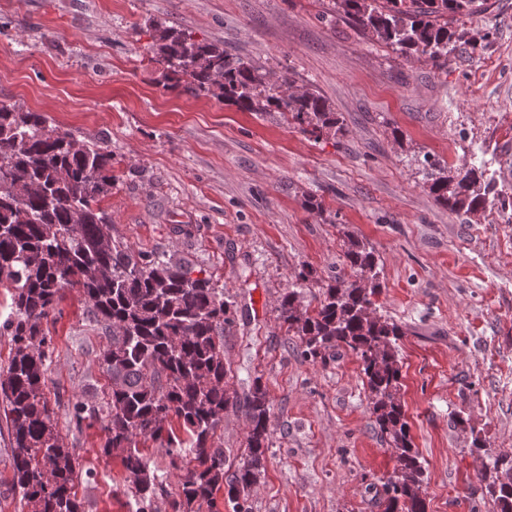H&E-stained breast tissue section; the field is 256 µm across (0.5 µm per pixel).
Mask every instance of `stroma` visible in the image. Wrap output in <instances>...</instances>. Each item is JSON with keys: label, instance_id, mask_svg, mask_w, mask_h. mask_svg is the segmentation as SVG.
Wrapping results in <instances>:
<instances>
[{"label": "stroma", "instance_id": "1", "mask_svg": "<svg viewBox=\"0 0 512 512\" xmlns=\"http://www.w3.org/2000/svg\"><path fill=\"white\" fill-rule=\"evenodd\" d=\"M467 20L475 48L438 67L367 39L333 0H0V103L40 112L112 154L102 207L112 236L211 275L236 323L224 338L236 390L261 377L271 404L264 474L251 512H382L396 469L380 437L359 361L348 350L304 359L276 307L301 266L319 291L347 274L355 237L378 258V313L406 330L401 402L426 468L427 512H497L475 452L512 456V223L435 201L409 160L483 167L512 188V0ZM161 22L325 97L345 134H304L286 114L243 112L159 83L150 63ZM42 327L52 352L46 394L85 512H133L119 454L101 423L111 382L102 334L79 289ZM244 408L225 411L215 443L234 470L246 448ZM138 447L166 475L158 512H175L166 448Z\"/></svg>", "mask_w": 512, "mask_h": 512}]
</instances>
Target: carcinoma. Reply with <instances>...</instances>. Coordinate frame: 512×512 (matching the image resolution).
Instances as JSON below:
<instances>
[{"label":"carcinoma","mask_w":512,"mask_h":512,"mask_svg":"<svg viewBox=\"0 0 512 512\" xmlns=\"http://www.w3.org/2000/svg\"><path fill=\"white\" fill-rule=\"evenodd\" d=\"M476 2L335 0L376 41L444 63L463 39L453 24L478 13ZM151 53L165 87L210 95L248 112H286L316 138L343 132L322 95L288 92L293 81L285 75L275 86L259 66L227 55L217 44L157 24ZM420 165L439 203L469 214L487 205L491 188L478 168L451 169L428 155ZM13 168L27 179L21 198L6 178ZM113 185L112 153L50 126L39 112L0 106V285L11 290L0 334L14 343L0 401L21 509L83 512L74 491L72 449L63 444L45 393L50 353L42 322L70 286L82 291L89 319L103 326L98 361L111 380L106 414L78 402L74 418L103 423V452L122 454L136 512H154L156 499L167 493L165 478L150 471L139 451V438L162 442L169 467L180 472L177 512L213 508L221 489L235 512H250L248 491L265 471L271 446V405L260 376L241 396L228 389L233 371L224 333L236 323L234 302L211 277L194 275L195 269L164 253H135L118 239H105L112 217L100 203L112 195ZM344 257L350 274L321 288L313 306L302 305L304 284L312 276L302 268L280 297L278 319L306 359L324 360L340 349L357 356L375 424L397 462L396 475L382 485L383 512H426L425 468L399 397L398 342L406 332L374 307L372 297L381 289L374 252L349 236ZM239 404L245 408L247 448L229 474L224 449L214 446L213 437L224 411ZM475 450L492 458L485 478L499 512H512V475H499V466L512 460L492 454L482 442Z\"/></svg>","instance_id":"obj_1"}]
</instances>
